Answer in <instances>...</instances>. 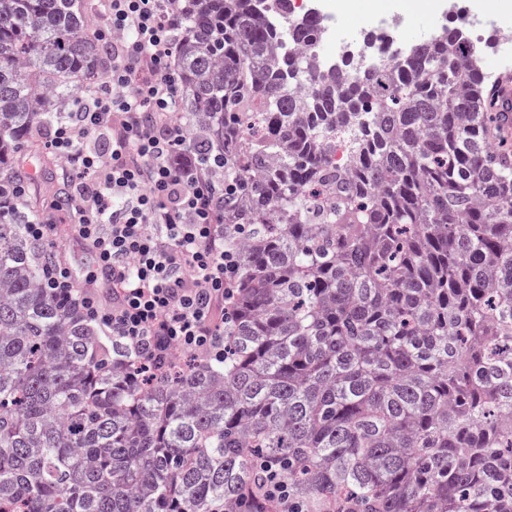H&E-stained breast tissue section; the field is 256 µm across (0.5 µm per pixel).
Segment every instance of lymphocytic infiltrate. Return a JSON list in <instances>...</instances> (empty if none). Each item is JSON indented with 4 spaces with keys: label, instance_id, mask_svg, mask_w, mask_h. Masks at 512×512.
<instances>
[{
    "label": "lymphocytic infiltrate",
    "instance_id": "f902f5d3",
    "mask_svg": "<svg viewBox=\"0 0 512 512\" xmlns=\"http://www.w3.org/2000/svg\"><path fill=\"white\" fill-rule=\"evenodd\" d=\"M163 2L106 0L98 36L112 49V66L48 139L68 172L77 237L110 274L103 295L51 263L43 285L80 304L142 365L178 351L221 358L237 271L218 231L216 188L183 150L184 129L172 117L181 20ZM93 134L102 146H89Z\"/></svg>",
    "mask_w": 512,
    "mask_h": 512
}]
</instances>
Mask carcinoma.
<instances>
[{"label": "carcinoma", "mask_w": 512, "mask_h": 512, "mask_svg": "<svg viewBox=\"0 0 512 512\" xmlns=\"http://www.w3.org/2000/svg\"><path fill=\"white\" fill-rule=\"evenodd\" d=\"M185 146L237 261L224 359L135 354L43 287L36 135L110 63L86 0H0V512H512V141L447 27L323 78L318 14L172 0ZM362 132L352 171L329 159ZM266 484L264 485V496L266 500L276 503L279 512H288V484L281 477L279 478L277 472L272 470L271 467L265 470ZM274 474V475H272Z\"/></svg>", "instance_id": "cac0c4a2"}]
</instances>
